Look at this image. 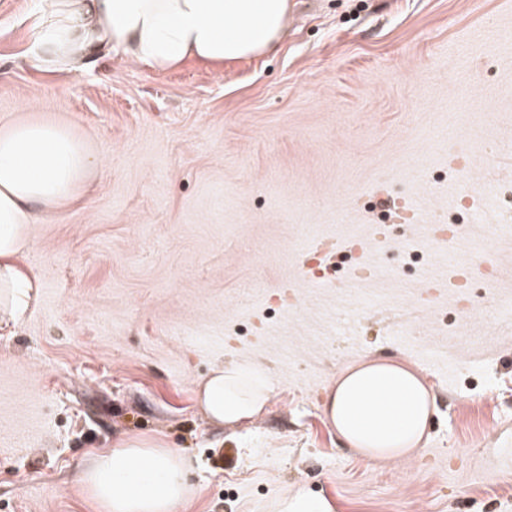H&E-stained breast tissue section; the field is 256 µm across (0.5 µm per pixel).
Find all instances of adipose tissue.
<instances>
[{
    "mask_svg": "<svg viewBox=\"0 0 512 512\" xmlns=\"http://www.w3.org/2000/svg\"><path fill=\"white\" fill-rule=\"evenodd\" d=\"M291 0H58L40 27L46 58H76L106 38L157 70L195 57L220 64L273 51L287 34ZM95 161L66 124L20 120L0 129V322L30 299L38 280L19 264L35 207L55 208L84 191ZM270 388L260 367H216L198 396L223 425L253 421ZM434 400L417 373L370 360L341 372L326 416L349 447L367 457L401 459L419 448ZM80 480L98 512H171L194 492L185 460L166 448L128 442L96 455Z\"/></svg>",
    "mask_w": 512,
    "mask_h": 512,
    "instance_id": "ef3b65f1",
    "label": "adipose tissue"
}]
</instances>
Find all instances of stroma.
<instances>
[{"label": "stroma", "mask_w": 512, "mask_h": 512, "mask_svg": "<svg viewBox=\"0 0 512 512\" xmlns=\"http://www.w3.org/2000/svg\"><path fill=\"white\" fill-rule=\"evenodd\" d=\"M293 4L272 53L158 71L42 58L53 0H0V126L68 123L96 160L0 327V512H95L79 476L126 441L186 459L173 512H512V0ZM370 359L435 399L410 457L326 417ZM223 364L270 378L252 425L198 403ZM279 512H334L333 504L323 497H312L298 490L284 497L277 506Z\"/></svg>", "instance_id": "obj_1"}]
</instances>
